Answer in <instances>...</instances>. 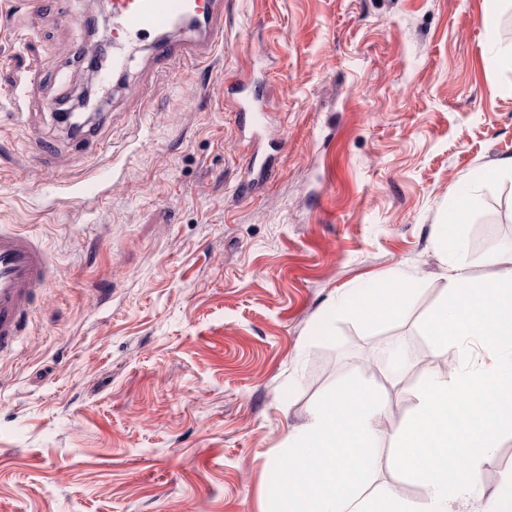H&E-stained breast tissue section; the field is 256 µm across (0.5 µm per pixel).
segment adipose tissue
<instances>
[{
	"mask_svg": "<svg viewBox=\"0 0 512 512\" xmlns=\"http://www.w3.org/2000/svg\"><path fill=\"white\" fill-rule=\"evenodd\" d=\"M413 292L409 276L395 274L359 300L348 304V313L359 321H386L402 318L406 302Z\"/></svg>",
	"mask_w": 512,
	"mask_h": 512,
	"instance_id": "ef3b65f1",
	"label": "adipose tissue"
}]
</instances>
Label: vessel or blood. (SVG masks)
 <instances>
[{
	"label": "vessel or blood",
	"mask_w": 512,
	"mask_h": 512,
	"mask_svg": "<svg viewBox=\"0 0 512 512\" xmlns=\"http://www.w3.org/2000/svg\"><path fill=\"white\" fill-rule=\"evenodd\" d=\"M142 39L163 73L180 53L206 58L224 44V0H112L113 71L123 70L127 48ZM235 93L246 125L252 135H260L259 85L242 82ZM50 282L46 250L23 231L0 229V355L16 351L32 302Z\"/></svg>",
	"instance_id": "obj_1"
}]
</instances>
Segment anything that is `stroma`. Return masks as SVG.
<instances>
[{
	"mask_svg": "<svg viewBox=\"0 0 512 512\" xmlns=\"http://www.w3.org/2000/svg\"><path fill=\"white\" fill-rule=\"evenodd\" d=\"M97 8L68 0L64 23L0 0V225L52 262L0 357V512H270L288 434L351 373L386 401L371 491L420 500L390 444L424 378L464 362L421 329L448 290L434 227L474 182V275L512 241V180L477 182L512 159V0H226L223 50L163 76L140 51L92 149L53 103L85 81L71 50ZM247 79L261 144L232 93ZM35 141L50 163L28 162ZM399 270L404 320L338 308ZM510 468L507 436L453 512H512Z\"/></svg>",
	"mask_w": 512,
	"mask_h": 512,
	"instance_id": "1",
	"label": "stroma"
}]
</instances>
